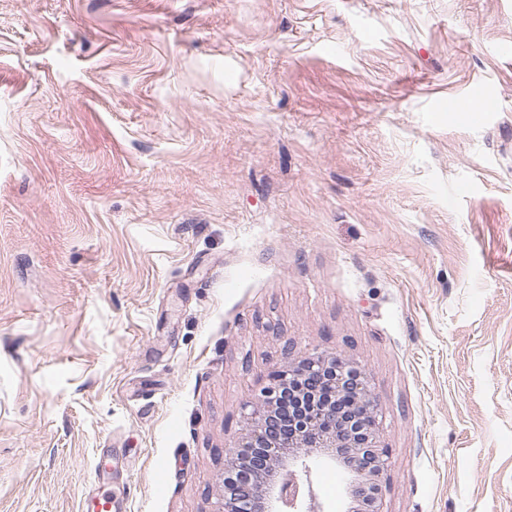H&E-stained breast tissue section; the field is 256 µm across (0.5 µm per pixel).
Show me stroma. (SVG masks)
Instances as JSON below:
<instances>
[{"instance_id":"obj_1","label":"stroma","mask_w":512,"mask_h":512,"mask_svg":"<svg viewBox=\"0 0 512 512\" xmlns=\"http://www.w3.org/2000/svg\"><path fill=\"white\" fill-rule=\"evenodd\" d=\"M326 353L384 512H512V0H0V512H216Z\"/></svg>"}]
</instances>
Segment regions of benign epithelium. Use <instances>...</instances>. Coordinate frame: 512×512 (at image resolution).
Listing matches in <instances>:
<instances>
[{
  "mask_svg": "<svg viewBox=\"0 0 512 512\" xmlns=\"http://www.w3.org/2000/svg\"><path fill=\"white\" fill-rule=\"evenodd\" d=\"M248 426L227 449L217 512L297 506L308 461L326 458L347 477L346 512H383L388 448L366 373L333 355L304 357L270 373Z\"/></svg>",
  "mask_w": 512,
  "mask_h": 512,
  "instance_id": "obj_1",
  "label": "benign epithelium"
}]
</instances>
